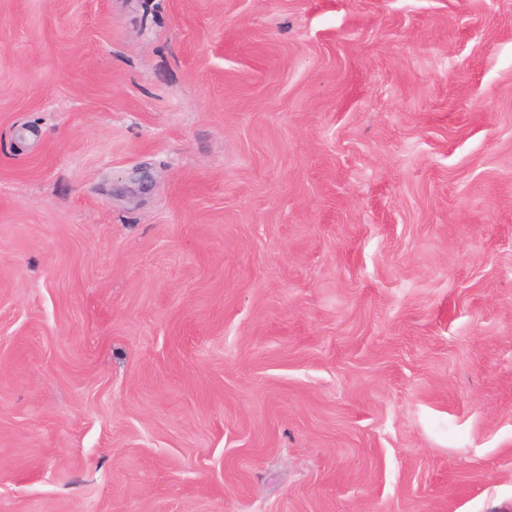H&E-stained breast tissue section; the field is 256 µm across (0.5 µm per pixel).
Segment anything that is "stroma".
I'll return each instance as SVG.
<instances>
[{
	"instance_id": "stroma-1",
	"label": "stroma",
	"mask_w": 512,
	"mask_h": 512,
	"mask_svg": "<svg viewBox=\"0 0 512 512\" xmlns=\"http://www.w3.org/2000/svg\"><path fill=\"white\" fill-rule=\"evenodd\" d=\"M0 512H512V0H0Z\"/></svg>"
}]
</instances>
